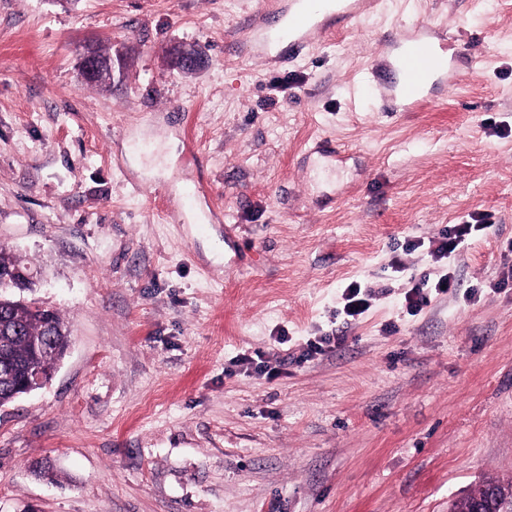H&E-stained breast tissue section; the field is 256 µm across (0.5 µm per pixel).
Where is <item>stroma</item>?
Wrapping results in <instances>:
<instances>
[{
    "instance_id": "1",
    "label": "stroma",
    "mask_w": 512,
    "mask_h": 512,
    "mask_svg": "<svg viewBox=\"0 0 512 512\" xmlns=\"http://www.w3.org/2000/svg\"><path fill=\"white\" fill-rule=\"evenodd\" d=\"M252 2L0 0V247L71 336L0 407V512H448L512 478V0H382L270 66L224 49ZM415 21L473 66L376 111L359 77ZM477 213L458 291L408 312ZM81 73L82 77L88 81L104 77L112 83V55L107 62H103L98 56L95 47L87 46L81 56ZM482 224H471L467 221L464 224H454L448 233H442L438 240L430 241L429 249L436 262L446 260V267L431 279V274L422 277L405 295L407 307L411 311H420L426 305L428 298L424 294L426 288L434 289L436 293H448L456 288L457 282L453 274L448 271V259L455 257L461 245L472 236L474 231L480 230ZM445 285V288H442ZM342 297L343 313L350 321L359 320L370 308L372 295L358 283L346 287Z\"/></svg>"
}]
</instances>
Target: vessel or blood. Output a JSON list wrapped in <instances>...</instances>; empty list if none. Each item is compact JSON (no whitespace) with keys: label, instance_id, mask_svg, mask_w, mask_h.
<instances>
[{"label":"vessel or blood","instance_id":"obj_1","mask_svg":"<svg viewBox=\"0 0 512 512\" xmlns=\"http://www.w3.org/2000/svg\"><path fill=\"white\" fill-rule=\"evenodd\" d=\"M380 0H255L245 21L248 37L237 43L245 56L262 59L298 54L335 22L356 26L378 8ZM465 52L446 33L416 22L388 41L384 59L361 78L385 112H412L450 86Z\"/></svg>","mask_w":512,"mask_h":512}]
</instances>
